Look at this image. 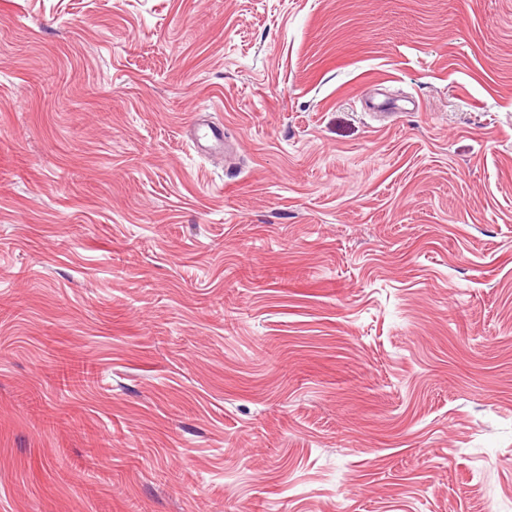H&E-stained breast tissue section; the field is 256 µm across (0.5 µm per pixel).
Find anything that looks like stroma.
Segmentation results:
<instances>
[{
    "label": "stroma",
    "mask_w": 512,
    "mask_h": 512,
    "mask_svg": "<svg viewBox=\"0 0 512 512\" xmlns=\"http://www.w3.org/2000/svg\"><path fill=\"white\" fill-rule=\"evenodd\" d=\"M0 512H512V0H0ZM91 372L80 360L73 357H64L58 361L57 378L58 384L63 388L70 386L86 385L90 382Z\"/></svg>",
    "instance_id": "stroma-1"
}]
</instances>
